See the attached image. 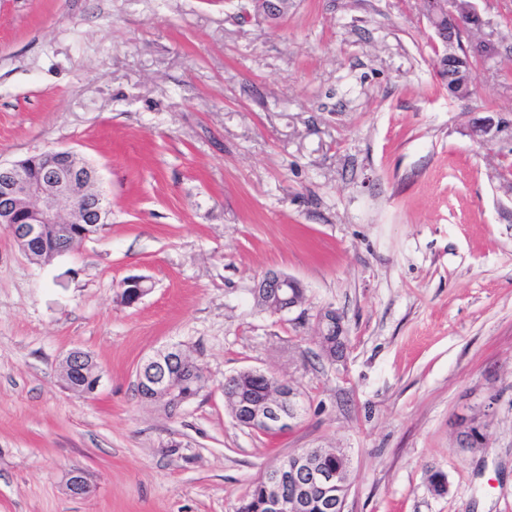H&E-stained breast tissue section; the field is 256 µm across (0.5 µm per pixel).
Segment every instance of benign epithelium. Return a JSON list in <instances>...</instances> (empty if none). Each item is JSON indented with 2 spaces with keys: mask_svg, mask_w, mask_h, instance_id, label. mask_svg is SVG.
I'll return each mask as SVG.
<instances>
[{
  "mask_svg": "<svg viewBox=\"0 0 512 512\" xmlns=\"http://www.w3.org/2000/svg\"><path fill=\"white\" fill-rule=\"evenodd\" d=\"M267 18L279 20L288 9V0H256ZM429 27L451 49L449 76L451 96L457 100L470 97L476 80L471 61L482 64L496 61L498 46L478 38L470 48L461 45V35L477 34L485 21L475 5V0H453L451 7L437 14L427 15ZM509 129L502 119L484 118L471 129L472 139L481 145L499 140ZM100 176L96 167L71 150H50L15 161H0V228L5 230L18 248L30 259L40 256L38 262H47L72 251L75 247L99 236L111 221V213L102 203L97 187ZM151 291V286L140 276L126 278L120 287V301L126 306L138 303ZM255 299L267 303L268 312L280 315L300 304V284L294 278L268 271L255 281ZM321 347H326L329 327L336 323V313L322 309L316 315ZM168 361L181 364L187 379L160 380L147 385L145 400L157 402L171 398L188 384L198 383L199 368L187 351L179 344L158 349L146 357L136 371V382L144 381V369L155 363ZM88 354L80 348L71 349L61 360L60 367L65 382L72 390L83 395L97 391L102 374L86 373ZM256 374L263 377L274 391L259 401H243L237 405L238 413L249 428L261 433H278L292 423L298 409L299 392L288 380L259 369H245L233 374ZM83 376L85 381L75 377ZM311 449L292 454L294 468L289 471L266 472L264 512H285L288 504L282 496V488L291 483L295 488V507L299 512L308 508L312 493L328 496L334 485V474L324 467L310 463ZM66 487L75 496L87 495L90 486L80 470H72L66 476Z\"/></svg>",
  "mask_w": 512,
  "mask_h": 512,
  "instance_id": "7a95c632",
  "label": "benign epithelium"
}]
</instances>
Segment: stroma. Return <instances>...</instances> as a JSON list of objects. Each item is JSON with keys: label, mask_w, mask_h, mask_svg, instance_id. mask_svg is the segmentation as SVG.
Returning <instances> with one entry per match:
<instances>
[{"label": "stroma", "mask_w": 512, "mask_h": 512, "mask_svg": "<svg viewBox=\"0 0 512 512\" xmlns=\"http://www.w3.org/2000/svg\"><path fill=\"white\" fill-rule=\"evenodd\" d=\"M477 6L502 59L461 102L423 0H290L276 23L256 0H0V160L75 151L112 209L41 264L0 230V512H233L305 448L347 453L345 512H512V143L469 135L512 123V0ZM269 270L302 283L298 311L255 306ZM130 276L151 291L127 306ZM169 344L206 377L174 416L136 393ZM74 347L94 395L61 375ZM246 368L299 390L292 428L233 420ZM473 414L487 441L465 451ZM509 129L501 118L495 119L492 116L484 118L471 129L472 139L481 145H488L499 140L500 135ZM88 358L89 356L85 351L80 348H73L60 362L63 377L65 382L68 384V387L83 395H90L96 392L102 380L101 372H96L94 375H88L86 373ZM96 370H98V365L92 356V363L90 364L87 371L94 372ZM77 376H84L85 381H76L74 379L75 377L77 380H80V378Z\"/></svg>", "instance_id": "stroma-1"}]
</instances>
